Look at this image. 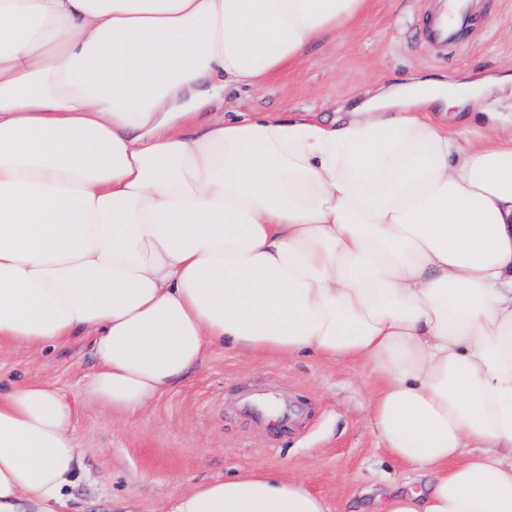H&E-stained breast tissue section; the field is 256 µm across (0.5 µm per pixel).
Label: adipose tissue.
<instances>
[{
  "label": "adipose tissue",
  "instance_id": "obj_1",
  "mask_svg": "<svg viewBox=\"0 0 512 512\" xmlns=\"http://www.w3.org/2000/svg\"><path fill=\"white\" fill-rule=\"evenodd\" d=\"M367 0H0V341L80 336L86 397L134 417L224 345L370 368L420 490L383 512H512V137L434 124L473 95L398 83L330 124L200 122L210 98L340 34ZM48 381L0 389V512L83 471ZM167 512H330L255 467Z\"/></svg>",
  "mask_w": 512,
  "mask_h": 512
}]
</instances>
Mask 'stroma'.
Segmentation results:
<instances>
[{
	"label": "stroma",
	"instance_id": "35a3bbf8",
	"mask_svg": "<svg viewBox=\"0 0 512 512\" xmlns=\"http://www.w3.org/2000/svg\"><path fill=\"white\" fill-rule=\"evenodd\" d=\"M437 0H369L365 14L336 39L310 46L260 88H231L202 120L241 113L305 112L335 116L339 107L411 77L441 76L468 93L471 80L512 74V0H469L457 43L425 36ZM96 361L87 340L45 349L0 342V383L48 380L76 410L73 432L88 472L71 494L72 512H165L171 493L261 466L304 480L330 512H377L378 495L407 482L409 470L380 444L369 402L379 383L359 363L310 356L245 357L217 345L202 366L134 418L82 393ZM273 388L301 397L303 429H255L232 406L242 392Z\"/></svg>",
	"mask_w": 512,
	"mask_h": 512
}]
</instances>
